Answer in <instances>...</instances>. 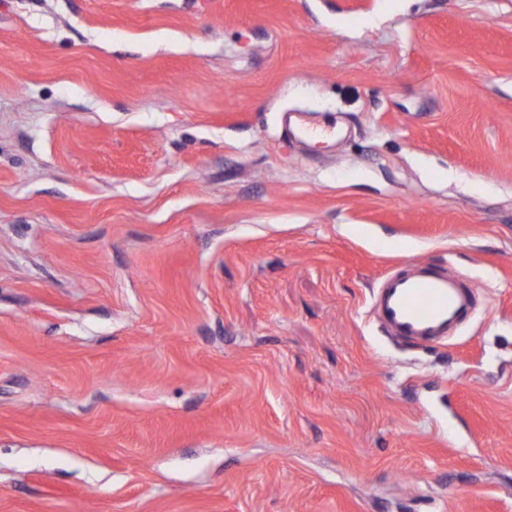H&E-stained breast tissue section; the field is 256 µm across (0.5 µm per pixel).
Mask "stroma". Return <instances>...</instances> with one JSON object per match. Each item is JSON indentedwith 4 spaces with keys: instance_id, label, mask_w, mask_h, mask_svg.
Listing matches in <instances>:
<instances>
[{
    "instance_id": "1",
    "label": "stroma",
    "mask_w": 512,
    "mask_h": 512,
    "mask_svg": "<svg viewBox=\"0 0 512 512\" xmlns=\"http://www.w3.org/2000/svg\"><path fill=\"white\" fill-rule=\"evenodd\" d=\"M0 512H512V0H0ZM340 133L337 123H325L324 125H299L289 135L308 141H334ZM384 277L374 295L372 313L393 336L415 343L444 342L477 304L476 292L459 276L436 273L410 263Z\"/></svg>"
}]
</instances>
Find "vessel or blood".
Wrapping results in <instances>:
<instances>
[{
  "label": "vessel or blood",
  "mask_w": 512,
  "mask_h": 512,
  "mask_svg": "<svg viewBox=\"0 0 512 512\" xmlns=\"http://www.w3.org/2000/svg\"><path fill=\"white\" fill-rule=\"evenodd\" d=\"M337 123L300 125L295 137L308 141H332L339 135ZM477 304L473 288L460 277L434 272L415 264L384 277L374 297L372 312L392 335L415 343L444 342Z\"/></svg>",
  "instance_id": "vessel-or-blood-1"
}]
</instances>
